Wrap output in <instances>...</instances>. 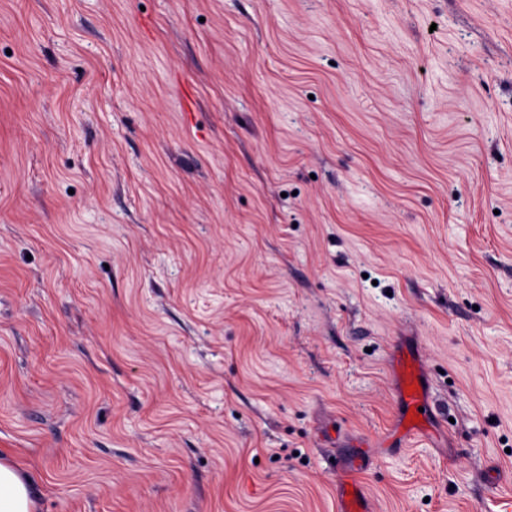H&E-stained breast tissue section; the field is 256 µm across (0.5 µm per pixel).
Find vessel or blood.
I'll list each match as a JSON object with an SVG mask.
<instances>
[{
	"instance_id": "vessel-or-blood-1",
	"label": "vessel or blood",
	"mask_w": 512,
	"mask_h": 512,
	"mask_svg": "<svg viewBox=\"0 0 512 512\" xmlns=\"http://www.w3.org/2000/svg\"><path fill=\"white\" fill-rule=\"evenodd\" d=\"M397 378L394 397L402 409L395 434L400 443L413 445L421 440L422 432L406 423L407 416L418 414L427 407V375L417 354L399 355L396 360ZM338 512H375L374 501L365 486L356 478L342 481L337 488Z\"/></svg>"
}]
</instances>
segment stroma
<instances>
[{
  "label": "stroma",
  "instance_id": "obj_1",
  "mask_svg": "<svg viewBox=\"0 0 512 512\" xmlns=\"http://www.w3.org/2000/svg\"><path fill=\"white\" fill-rule=\"evenodd\" d=\"M0 461L36 512H512V0H0ZM395 375L397 383L394 397L402 409L400 418L396 420L395 435L398 442L411 446L415 441L421 440L424 434L418 428L407 425V418L409 415L413 418L415 414H419L421 418L426 419L428 412H431L427 402V375L418 354L414 353L397 356ZM410 382H413V385H410ZM412 388H415V393H412ZM419 407H423V412H419ZM353 490V494L347 493ZM337 511L339 512H376L374 501L361 481L350 477L342 481L337 488Z\"/></svg>",
  "mask_w": 512,
  "mask_h": 512
}]
</instances>
